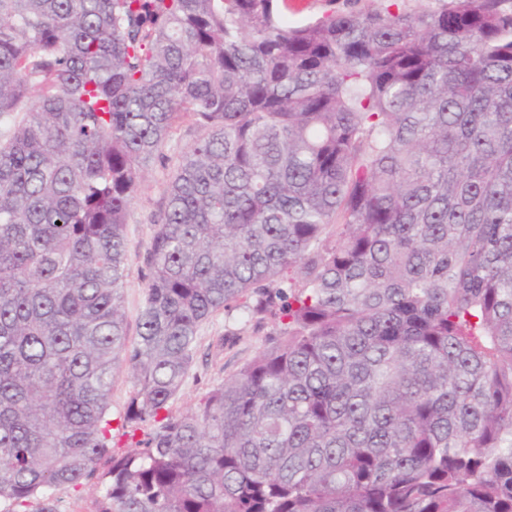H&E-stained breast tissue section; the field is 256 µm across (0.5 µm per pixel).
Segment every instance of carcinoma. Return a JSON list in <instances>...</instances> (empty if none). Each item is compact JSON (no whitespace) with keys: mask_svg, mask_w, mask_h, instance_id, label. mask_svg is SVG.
<instances>
[{"mask_svg":"<svg viewBox=\"0 0 512 512\" xmlns=\"http://www.w3.org/2000/svg\"><path fill=\"white\" fill-rule=\"evenodd\" d=\"M356 3L0 0L5 512H512V0ZM220 310L269 339L174 413ZM196 139L192 123L189 119H185L179 127L174 128L171 140L165 149V153L175 158L179 153L187 149ZM173 162L154 161L138 187L126 224L128 253L123 288V310L130 343L136 341L149 267L148 249L156 232L152 220L163 212L165 190ZM132 390V383L125 367L120 368L112 380V392L109 399L108 413L112 418L124 411L126 401ZM97 496V485L94 480L90 481L77 491L70 490L61 494L60 510L62 512H94V502Z\"/></svg>","mask_w":512,"mask_h":512,"instance_id":"carcinoma-1","label":"carcinoma"}]
</instances>
